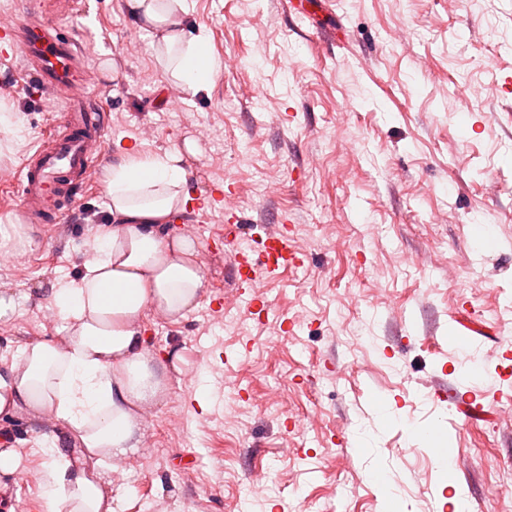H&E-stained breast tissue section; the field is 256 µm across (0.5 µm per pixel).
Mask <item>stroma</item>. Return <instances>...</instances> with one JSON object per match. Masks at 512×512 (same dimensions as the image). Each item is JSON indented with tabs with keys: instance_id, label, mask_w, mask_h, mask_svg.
Wrapping results in <instances>:
<instances>
[{
	"instance_id": "35a3bbf8",
	"label": "stroma",
	"mask_w": 512,
	"mask_h": 512,
	"mask_svg": "<svg viewBox=\"0 0 512 512\" xmlns=\"http://www.w3.org/2000/svg\"><path fill=\"white\" fill-rule=\"evenodd\" d=\"M286 2L189 0L185 30L204 25L222 62L197 94L164 74L124 0H87L62 19L107 114V162L181 151L191 196L236 183L249 223H286L309 258L264 276L256 315L211 240L223 213L171 227L205 251L208 294L179 321L145 323L152 351L183 360L145 451L111 486L114 512H454L457 493L468 512H512V401L468 425L429 387L439 377L465 390L469 357L494 394L495 352L512 340V96L498 91L512 76V0H321L299 16ZM320 24L335 43L316 40ZM27 83L22 61L0 58V103L21 128L19 149L0 153V225L33 241L0 251V290L20 312L0 332V369L64 336L47 290L82 274L109 216L99 166L60 222L24 224L13 185L59 116ZM462 321L467 355L450 340ZM61 432L0 418V450L19 457L0 472V502L48 512L39 444Z\"/></svg>"
}]
</instances>
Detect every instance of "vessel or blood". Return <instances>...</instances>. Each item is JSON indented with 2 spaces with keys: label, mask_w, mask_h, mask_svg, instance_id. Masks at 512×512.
I'll use <instances>...</instances> for the list:
<instances>
[{
  "label": "vessel or blood",
  "mask_w": 512,
  "mask_h": 512,
  "mask_svg": "<svg viewBox=\"0 0 512 512\" xmlns=\"http://www.w3.org/2000/svg\"><path fill=\"white\" fill-rule=\"evenodd\" d=\"M78 43L61 25L44 16L40 0H29L21 17H0V56L21 58L29 67L30 94L52 107L54 88H63L67 107L48 143L33 153L16 185L19 211L43 223L60 220L76 200L77 188L105 154V117L88 93V80L77 62ZM234 183L212 186L211 208L224 215L225 244L231 245V273L236 293L248 297L251 312L267 303L261 291L263 275L303 266L307 255L282 224L250 233L245 220L230 204Z\"/></svg>",
  "instance_id": "vessel-or-blood-1"
}]
</instances>
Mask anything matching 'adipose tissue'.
Masks as SVG:
<instances>
[{"label": "adipose tissue", "instance_id": "ef3b65f1", "mask_svg": "<svg viewBox=\"0 0 512 512\" xmlns=\"http://www.w3.org/2000/svg\"><path fill=\"white\" fill-rule=\"evenodd\" d=\"M156 39L163 70L184 90L207 89L221 70L204 27L186 35L187 0H126ZM180 153L122 154L104 172L112 217L75 280L50 288L47 300L65 324L62 340L23 348L0 371V414L53 415L65 435L46 443L39 483L64 512H112L105 488L143 446L145 412L169 394L168 363L149 348L144 323L176 321L195 309L208 283L197 247L165 230L184 203Z\"/></svg>", "mask_w": 512, "mask_h": 512}]
</instances>
